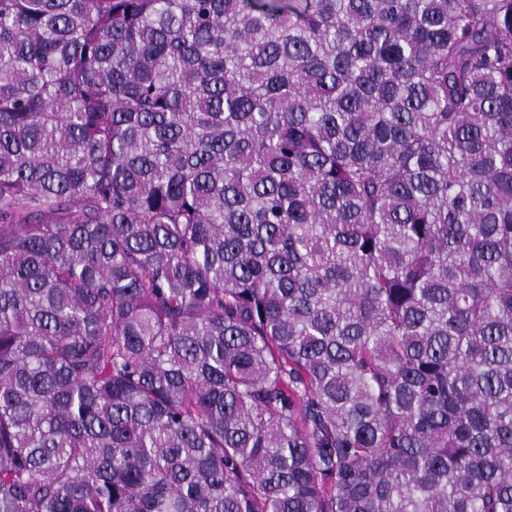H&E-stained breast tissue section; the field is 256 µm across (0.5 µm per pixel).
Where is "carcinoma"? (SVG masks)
<instances>
[{
	"label": "carcinoma",
	"mask_w": 512,
	"mask_h": 512,
	"mask_svg": "<svg viewBox=\"0 0 512 512\" xmlns=\"http://www.w3.org/2000/svg\"><path fill=\"white\" fill-rule=\"evenodd\" d=\"M0 512H512V0H0Z\"/></svg>",
	"instance_id": "carcinoma-1"
}]
</instances>
